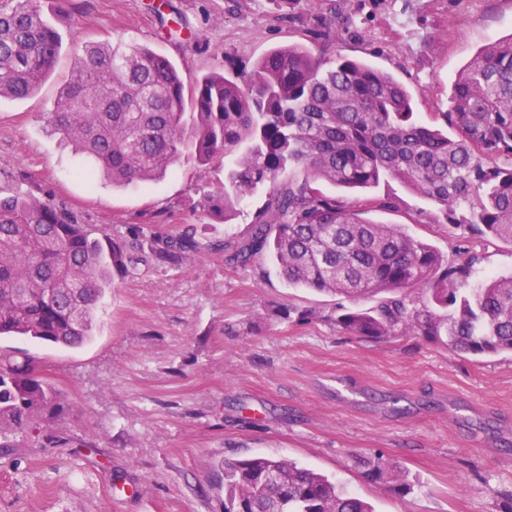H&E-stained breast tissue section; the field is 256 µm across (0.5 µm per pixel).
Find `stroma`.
<instances>
[{
  "label": "stroma",
  "mask_w": 512,
  "mask_h": 512,
  "mask_svg": "<svg viewBox=\"0 0 512 512\" xmlns=\"http://www.w3.org/2000/svg\"><path fill=\"white\" fill-rule=\"evenodd\" d=\"M63 49L49 79L0 102V196L27 192L91 229L130 240L198 227L206 248L170 268L114 274L95 337L77 348L0 340L14 362L33 359L69 396L47 434L0 457V512H224L225 458L286 457L369 501L375 512H501L512 492V356L466 358L417 336L343 334L341 297L288 287L271 263L224 262L215 242L246 232L267 196L245 198L225 224L189 209L224 181L227 159L184 167L145 186L88 185L83 162L40 119L74 67L72 48L118 39L172 60L185 84L217 71L246 78L273 48L308 45L275 0H169L189 28L169 39L160 0H41ZM344 31L342 54L393 74L421 121L446 111L457 73L487 44L512 36V0H322ZM369 220L396 224L456 259L460 236L432 204L396 181L365 192ZM393 206L376 208L378 200ZM479 277L512 276V244H472ZM309 309L311 321L284 319ZM384 455L410 481L406 497L363 475Z\"/></svg>",
  "instance_id": "obj_1"
}]
</instances>
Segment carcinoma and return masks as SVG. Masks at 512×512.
I'll return each instance as SVG.
<instances>
[{
  "mask_svg": "<svg viewBox=\"0 0 512 512\" xmlns=\"http://www.w3.org/2000/svg\"><path fill=\"white\" fill-rule=\"evenodd\" d=\"M306 27L316 50H272L242 81L211 73L185 93L168 58L133 42L75 49L74 72L45 127L85 156L82 172L114 185H147L183 163L234 157L224 188L198 201L225 223L241 199L268 191L245 235L215 245L225 262L265 257L288 287L341 296L336 326L349 336H422L464 356L512 354V276L472 284L476 257L450 261L395 224L363 217L348 192L396 179L431 201L466 241L512 243V37L494 41L461 70L448 110L418 121L412 98L392 75L331 47L334 21L321 0H276ZM62 42L41 0H0V101L34 93L50 76ZM194 226L155 235L138 256L108 231L96 236L72 212L35 196L0 197V338L79 348L112 271L142 262L180 266L205 246ZM386 292L376 307L360 299ZM69 403L62 388L30 365L0 356V449L17 435H40ZM224 512H374L328 476L288 459H224ZM367 477L398 496L414 484L390 458L366 464Z\"/></svg>",
  "mask_w": 512,
  "mask_h": 512,
  "instance_id": "1",
  "label": "carcinoma"
}]
</instances>
